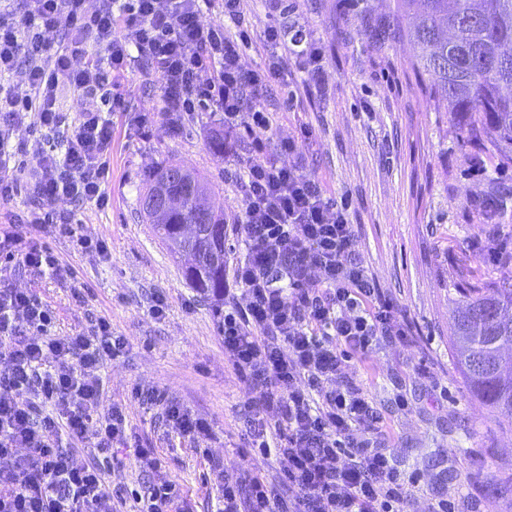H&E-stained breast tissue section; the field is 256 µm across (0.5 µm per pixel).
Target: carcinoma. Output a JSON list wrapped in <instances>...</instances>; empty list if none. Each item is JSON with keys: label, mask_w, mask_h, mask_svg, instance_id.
Listing matches in <instances>:
<instances>
[{"label": "carcinoma", "mask_w": 512, "mask_h": 512, "mask_svg": "<svg viewBox=\"0 0 512 512\" xmlns=\"http://www.w3.org/2000/svg\"><path fill=\"white\" fill-rule=\"evenodd\" d=\"M422 8L408 31L417 48L413 65L432 78L431 93L466 118L467 140H487L501 163H512V0H396L404 14ZM175 165L153 172L140 198L157 237L176 255H193L184 276L200 294L224 300V211L200 215L208 180L194 169L172 179ZM158 190L178 201L156 222L146 211ZM462 306L450 328V347L470 393L492 411L512 417V288L486 285L458 290Z\"/></svg>", "instance_id": "1"}]
</instances>
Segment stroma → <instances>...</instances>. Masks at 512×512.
I'll return each mask as SVG.
<instances>
[{
    "label": "stroma",
    "mask_w": 512,
    "mask_h": 512,
    "mask_svg": "<svg viewBox=\"0 0 512 512\" xmlns=\"http://www.w3.org/2000/svg\"><path fill=\"white\" fill-rule=\"evenodd\" d=\"M304 29L321 53L323 89H315L291 43L268 48L271 24ZM409 28L394 0H246L253 43L245 61L263 66L271 54L286 64L285 82L268 89L271 143L311 136L305 167L328 195L347 205L356 249L383 297L412 327L406 342L386 340L353 357L347 375L366 388L390 431L385 446L399 469L417 472L414 512L450 499L455 512H512V418L474 399L448 347L456 291L512 282V163L493 150L462 142L460 115L430 92L431 78L412 66L409 39L380 41L376 26ZM126 111L115 114L108 206L78 205L80 234L104 241L105 255L73 249L39 234L76 280L16 272V287L33 291L54 315L52 331H82L103 316L127 345L104 370V399L121 404L142 447L161 459L180 495L181 512H214V465L259 473L277 483L275 457L246 452L245 413L260 388L247 386L224 356L212 303L187 283L181 259L155 237L139 210L147 180L177 162L202 173L211 203L232 216L236 187L224 171L237 162L212 143L224 134L220 113L163 112L164 88L132 60L120 87ZM292 107H285L286 95ZM167 301L154 317L156 296ZM164 391L168 400L209 423L207 453L171 428L161 406L135 398L134 388ZM105 474L109 488L144 493L150 477L134 451L121 448Z\"/></svg>",
    "instance_id": "35a3bbf8"
}]
</instances>
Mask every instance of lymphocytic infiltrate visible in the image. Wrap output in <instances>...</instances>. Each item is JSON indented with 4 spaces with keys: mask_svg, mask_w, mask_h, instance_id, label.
Masks as SVG:
<instances>
[{
    "mask_svg": "<svg viewBox=\"0 0 512 512\" xmlns=\"http://www.w3.org/2000/svg\"><path fill=\"white\" fill-rule=\"evenodd\" d=\"M14 2L0 10V80L23 71L30 92L0 83V204L22 189L34 202L15 224L105 254L104 242L79 237L75 207L109 203L112 115L126 108L118 87L132 58L161 78L166 111L223 114L225 154L236 151L233 134L250 140L248 157L224 173L241 188L236 224L247 252L231 274L244 302L225 309L220 331L233 370L263 389L249 404V440L252 451L276 457L279 485L258 474L244 482L218 474L217 512H410L413 482L381 445L384 419L346 376L350 354L403 340L408 330L359 258L345 204L304 171L309 130L274 147L262 137L270 117L260 100L282 80L283 66L274 56L246 67L243 0H220L218 25L201 20L213 0ZM57 30L65 37L55 44L47 35ZM66 90L85 102L74 120L60 107ZM29 121L71 132L61 148L25 163L11 136ZM1 252L8 263L0 266V512H119L125 499L107 489L104 467L117 447L134 449L139 468L159 475L139 512H177L175 482L139 447L123 407L104 400V365L119 356L124 337L104 317L76 336L52 334L50 309L13 287L12 270L63 280L75 270L19 232L0 238ZM90 436L98 461H77L73 445Z\"/></svg>",
    "mask_w": 512,
    "mask_h": 512,
    "instance_id": "f902f5d3",
    "label": "lymphocytic infiltrate"
}]
</instances>
